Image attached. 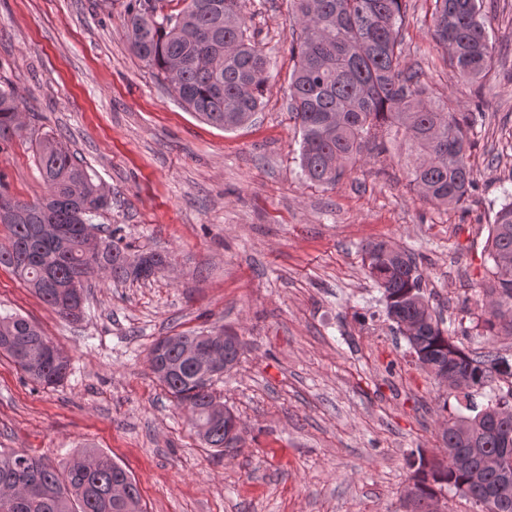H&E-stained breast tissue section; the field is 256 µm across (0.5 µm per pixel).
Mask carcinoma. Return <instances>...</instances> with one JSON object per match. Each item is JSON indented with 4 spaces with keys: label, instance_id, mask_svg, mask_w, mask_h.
Segmentation results:
<instances>
[{
    "label": "carcinoma",
    "instance_id": "cac0c4a2",
    "mask_svg": "<svg viewBox=\"0 0 512 512\" xmlns=\"http://www.w3.org/2000/svg\"><path fill=\"white\" fill-rule=\"evenodd\" d=\"M163 12L162 0H133L126 25L135 55L164 77L179 100L225 131L246 122L261 106L270 61L247 34L245 0H174ZM299 27L292 53L297 61L290 83V107L301 132L300 166L306 180L333 187L346 163L382 153L390 136L407 146L410 183L426 200L448 208L466 200L473 188L469 162L474 113L459 112L448 101L439 109L421 73L402 70L400 31L405 0H289ZM434 36L447 63L467 80L485 76L492 57L484 0H435ZM18 97L0 77V139L24 129ZM46 195L28 203L0 191V267L11 270L64 318L59 303L71 289L84 287L94 274L115 281L143 275L127 263L119 242L109 239L101 252L87 251L93 217L110 206L95 175L62 141L45 135L34 142ZM42 224H58L59 237L40 235ZM491 268L486 303L478 315L481 336L492 341L512 335V193L494 212L487 239ZM364 264L383 291L386 313L395 323L417 325L408 340L418 364L431 375L443 370H472L473 387L499 378L505 358L489 351L474 356L458 346L423 294L422 275L413 254L383 242L365 249ZM158 340L148 362L167 392L192 413L197 435L224 452V404L199 383L203 353L163 351ZM53 343L19 315L0 316V352L10 356L32 380L54 387L68 376L69 361L50 355ZM469 415L448 417L442 428L447 462L419 458L408 502L412 512H430L435 488H449L476 512H512V484L499 493L497 472L479 473L481 458L496 453L512 461V386L498 388L479 406L465 394ZM124 496L112 497V485ZM0 512H143L136 483L109 455L86 448L58 465L28 453L0 456Z\"/></svg>",
    "mask_w": 512,
    "mask_h": 512
}]
</instances>
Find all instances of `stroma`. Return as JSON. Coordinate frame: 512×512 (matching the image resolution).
Segmentation results:
<instances>
[{
  "instance_id": "obj_1",
  "label": "stroma",
  "mask_w": 512,
  "mask_h": 512,
  "mask_svg": "<svg viewBox=\"0 0 512 512\" xmlns=\"http://www.w3.org/2000/svg\"><path fill=\"white\" fill-rule=\"evenodd\" d=\"M128 3L0 0V75L26 122L0 142L6 192L45 195L31 141L55 135L112 197L95 225L132 253L170 257L146 281L92 276L77 321L0 267V315L29 318L70 361L65 381L46 388L0 355V454L57 464L100 450L134 477L147 512H410L413 463L440 455L458 404L416 363L362 258L380 241L414 253L450 337L512 362V336L490 343L476 329L488 226L512 191V0H491V66L473 84L457 81L436 45L434 0H409L402 68L475 115L474 187L448 209L412 189L398 141L346 165L335 188L304 179L288 0L245 2L270 78L262 110L229 132L186 111L133 54ZM225 331L245 348L213 390L241 434L219 456L148 353L164 336Z\"/></svg>"
}]
</instances>
